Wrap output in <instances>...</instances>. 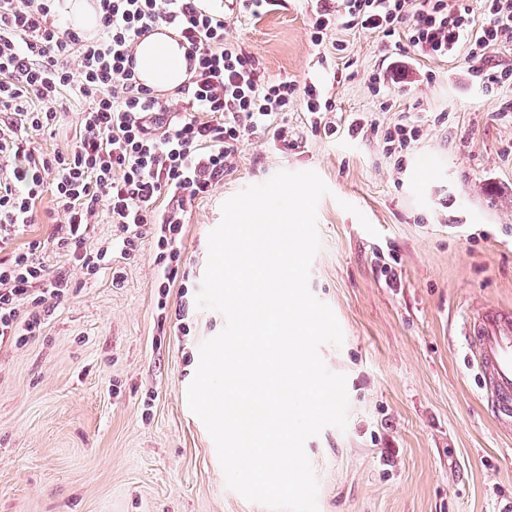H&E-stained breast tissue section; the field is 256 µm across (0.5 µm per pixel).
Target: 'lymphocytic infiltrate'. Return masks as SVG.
Masks as SVG:
<instances>
[{
  "mask_svg": "<svg viewBox=\"0 0 512 512\" xmlns=\"http://www.w3.org/2000/svg\"><path fill=\"white\" fill-rule=\"evenodd\" d=\"M102 29L94 40L63 27L56 0H0V347L40 335L44 314L67 298L73 273L92 279L113 253L137 251L145 235L156 243L154 265L167 290L181 262L182 214L234 171L242 142L258 132L287 140L291 106L313 130L349 135L366 123L331 121L320 82L266 79L258 56L226 35L223 16L197 0H96ZM311 41L332 26L399 35L414 58L444 60L466 51L473 83L512 87V68L491 66L488 53L512 48V0H316ZM166 25L186 43L192 73L181 93V116L138 82L134 48L141 32ZM414 58H393L370 77L374 91L388 72L406 73ZM83 104L67 151L37 155L24 145L57 133L64 97ZM63 219L50 236L68 267L50 270L40 241L13 245L36 219L45 186ZM169 207H159L160 199ZM113 226L108 246L89 244L99 213Z\"/></svg>",
  "mask_w": 512,
  "mask_h": 512,
  "instance_id": "f902f5d3",
  "label": "lymphocytic infiltrate"
}]
</instances>
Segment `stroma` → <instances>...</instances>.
Listing matches in <instances>:
<instances>
[{
	"instance_id": "obj_1",
	"label": "stroma",
	"mask_w": 512,
	"mask_h": 512,
	"mask_svg": "<svg viewBox=\"0 0 512 512\" xmlns=\"http://www.w3.org/2000/svg\"><path fill=\"white\" fill-rule=\"evenodd\" d=\"M312 21L310 0H277L260 17L232 18L227 32L267 78L318 76L335 112L382 128L406 112L426 119L422 139L398 157L381 136H329L290 108L289 146L251 135L234 171L185 213L166 308L149 237L78 280L40 336L0 349V512H270L227 485L183 390L202 342L226 323L196 305L222 204L305 170L329 189L309 289L343 332L341 346L319 353L345 375L350 401L346 429L305 443L318 512H512V431L488 410L463 336L478 307L512 310L506 97L473 86L461 54L421 61L410 90L374 94L369 77L393 46L332 27L316 47ZM442 112L447 123L434 124ZM37 211L15 243L43 241L54 270L64 260L46 243L61 217L51 191Z\"/></svg>"
}]
</instances>
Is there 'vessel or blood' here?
<instances>
[{"instance_id": "1", "label": "vessel or blood", "mask_w": 512, "mask_h": 512, "mask_svg": "<svg viewBox=\"0 0 512 512\" xmlns=\"http://www.w3.org/2000/svg\"><path fill=\"white\" fill-rule=\"evenodd\" d=\"M464 337L492 414L512 426V313L484 308L470 319Z\"/></svg>"}]
</instances>
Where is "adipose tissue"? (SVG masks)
Returning a JSON list of instances; mask_svg holds the SVG:
<instances>
[{
	"label": "adipose tissue",
	"mask_w": 512,
	"mask_h": 512,
	"mask_svg": "<svg viewBox=\"0 0 512 512\" xmlns=\"http://www.w3.org/2000/svg\"><path fill=\"white\" fill-rule=\"evenodd\" d=\"M135 72L144 86L171 92L191 77L185 62V45L178 31L159 26L136 46Z\"/></svg>",
	"instance_id": "ef3b65f1"
}]
</instances>
